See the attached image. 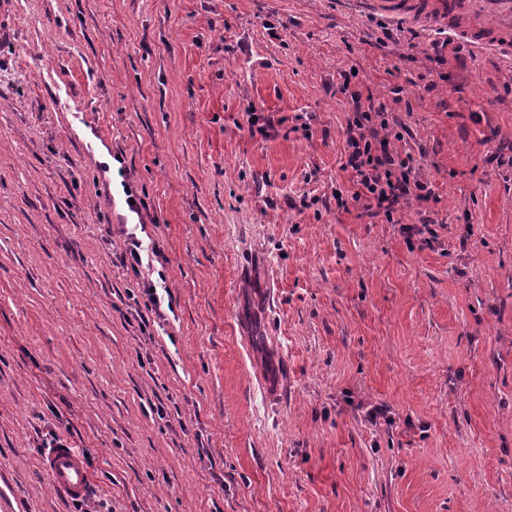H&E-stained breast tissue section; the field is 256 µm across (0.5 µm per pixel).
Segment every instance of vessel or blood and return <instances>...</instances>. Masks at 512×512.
Listing matches in <instances>:
<instances>
[{
  "mask_svg": "<svg viewBox=\"0 0 512 512\" xmlns=\"http://www.w3.org/2000/svg\"><path fill=\"white\" fill-rule=\"evenodd\" d=\"M352 15L406 24L460 39L480 51L497 54L512 64V0H340ZM42 464L57 490L66 498L88 496L93 470L81 449L68 445L47 448Z\"/></svg>",
  "mask_w": 512,
  "mask_h": 512,
  "instance_id": "obj_1",
  "label": "vessel or blood"
}]
</instances>
